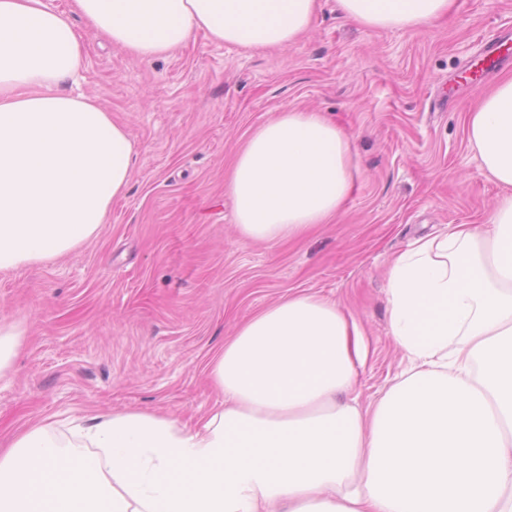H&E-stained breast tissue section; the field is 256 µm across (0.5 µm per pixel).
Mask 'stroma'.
Returning <instances> with one entry per match:
<instances>
[{
	"label": "stroma",
	"instance_id": "35a3bbf8",
	"mask_svg": "<svg viewBox=\"0 0 512 512\" xmlns=\"http://www.w3.org/2000/svg\"><path fill=\"white\" fill-rule=\"evenodd\" d=\"M319 2L311 29L279 50L200 33L142 61L87 37L82 90L126 128L137 160L98 235L56 261L0 271V321L23 331L0 377L1 444L36 418L119 409L187 421L215 410L210 358L291 291L336 301L363 331L361 406L406 368L389 333L386 272L415 238L483 223L502 194L467 132L487 86L466 82L463 66L512 28V0H455L441 23L403 30ZM288 109L343 130L352 189L332 222L245 243L224 174L249 134Z\"/></svg>",
	"mask_w": 512,
	"mask_h": 512
}]
</instances>
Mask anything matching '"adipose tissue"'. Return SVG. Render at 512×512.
Listing matches in <instances>:
<instances>
[{
  "instance_id": "ef3b65f1",
  "label": "adipose tissue",
  "mask_w": 512,
  "mask_h": 512,
  "mask_svg": "<svg viewBox=\"0 0 512 512\" xmlns=\"http://www.w3.org/2000/svg\"><path fill=\"white\" fill-rule=\"evenodd\" d=\"M0 0V270L77 250L107 220L133 143L78 92L72 14L149 61L196 33L247 49L293 45L317 0ZM376 28H419L452 0H337ZM504 193L484 223L415 239L393 258L391 334L407 367L369 408L367 345L336 303L298 291L254 313L208 364L223 406L187 425L116 411L45 418L0 449V512H512V76L467 116ZM352 185L346 135L288 109L256 128L224 188L246 242L327 223ZM98 452L88 462L84 449Z\"/></svg>"
}]
</instances>
